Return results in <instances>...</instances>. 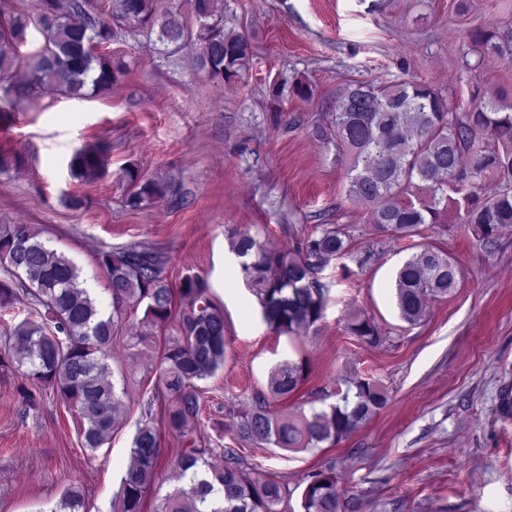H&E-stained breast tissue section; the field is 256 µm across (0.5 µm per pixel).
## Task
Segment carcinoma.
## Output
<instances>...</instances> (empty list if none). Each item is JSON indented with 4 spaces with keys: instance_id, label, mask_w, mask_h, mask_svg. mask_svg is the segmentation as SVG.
I'll return each mask as SVG.
<instances>
[{
    "instance_id": "carcinoma-1",
    "label": "carcinoma",
    "mask_w": 512,
    "mask_h": 512,
    "mask_svg": "<svg viewBox=\"0 0 512 512\" xmlns=\"http://www.w3.org/2000/svg\"><path fill=\"white\" fill-rule=\"evenodd\" d=\"M196 29L179 20L178 0H112L111 19L101 18L100 0H35V17L0 20V90L14 84L30 89L51 87L70 98L86 99L112 89L124 70L108 45L123 33L157 34L165 43L193 40L194 66L220 85L241 79L254 46L245 31L224 27L222 0H188ZM40 24L44 44L24 63L13 52L32 24ZM479 56L502 53L492 30L471 34ZM316 137L332 145L336 159L348 167L347 199L369 207L370 223L394 239L417 235L423 224H438L456 212L474 227L485 245L496 241L500 227L512 224V103L500 97L480 99L468 112L457 111L452 95L424 82L358 83L348 86ZM107 149L76 150L70 170L87 182L102 178ZM498 182L492 195L481 193L485 178ZM125 203L140 208L167 194V187L127 170ZM230 249L241 260L240 272L257 298L264 322L279 335L314 327L324 316L325 290L318 274L347 248L345 234L327 224L285 250L259 234L236 226L227 229ZM107 279L112 310L93 298L80 270L38 239L27 224L0 225V263L25 277L28 293L44 309L39 319L13 327L14 344L0 350V377L23 372L39 387L50 388L75 413L82 446L93 451L111 436L123 407L110 380L109 346L122 311L145 305L141 343L173 317L181 301L179 336L165 345L158 366V386L171 402L163 423L180 432L200 411L195 382L224 365V312L206 296L208 286L188 276L171 288L162 277L164 261L147 248L104 251L97 258ZM453 258L429 244L419 245L395 279L400 317L414 325L427 315L429 301L451 293L461 276ZM347 330L366 343L379 341L370 318L353 312ZM307 375L303 361L284 360L270 373L272 398L295 391ZM374 380L356 378L338 402L311 415L286 418L256 402L234 424V439L246 445H274L306 450L347 439L386 404ZM161 451L152 412L145 413L132 442V462L120 481L113 512H141L154 481ZM224 465L210 469L211 479L190 480L170 493L161 512H206L214 484L224 489V507L211 512H281L287 490L279 483L251 478L231 448L220 453ZM84 495L66 490L50 512H80ZM302 512H345L336 477L320 470L309 475Z\"/></svg>"
}]
</instances>
